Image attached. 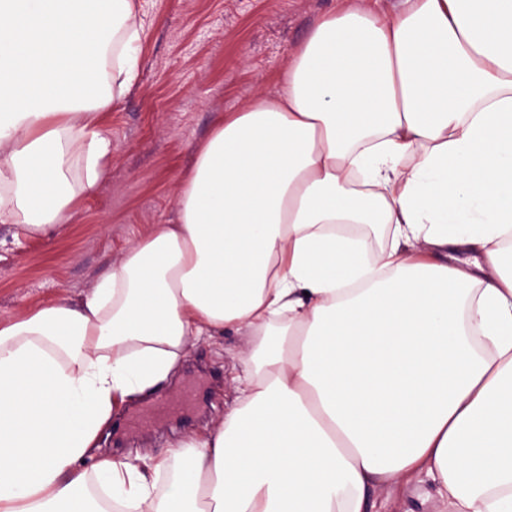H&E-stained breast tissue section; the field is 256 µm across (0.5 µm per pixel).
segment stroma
I'll use <instances>...</instances> for the list:
<instances>
[{
	"mask_svg": "<svg viewBox=\"0 0 512 512\" xmlns=\"http://www.w3.org/2000/svg\"><path fill=\"white\" fill-rule=\"evenodd\" d=\"M346 0H140L139 76L104 122L112 140L99 189L70 206L66 224L41 238L0 224V322L50 302L78 304L98 277L154 225L175 216L178 182L218 118L259 90L273 91L292 51L321 15ZM241 337L194 338L166 387L114 408L104 457L157 455L203 436L234 397ZM377 512H444L423 478L374 487Z\"/></svg>",
	"mask_w": 512,
	"mask_h": 512,
	"instance_id": "35a3bbf8",
	"label": "stroma"
}]
</instances>
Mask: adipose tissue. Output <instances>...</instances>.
Segmentation results:
<instances>
[{
	"label": "adipose tissue",
	"instance_id": "adipose-tissue-1",
	"mask_svg": "<svg viewBox=\"0 0 512 512\" xmlns=\"http://www.w3.org/2000/svg\"><path fill=\"white\" fill-rule=\"evenodd\" d=\"M379 2L314 24L79 305L0 324V512H104L90 479L129 512H368L422 474L450 512H512V0ZM140 41L137 0H0L1 224L45 236L96 189ZM227 332L251 353L221 424L96 460L117 404Z\"/></svg>",
	"mask_w": 512,
	"mask_h": 512
}]
</instances>
